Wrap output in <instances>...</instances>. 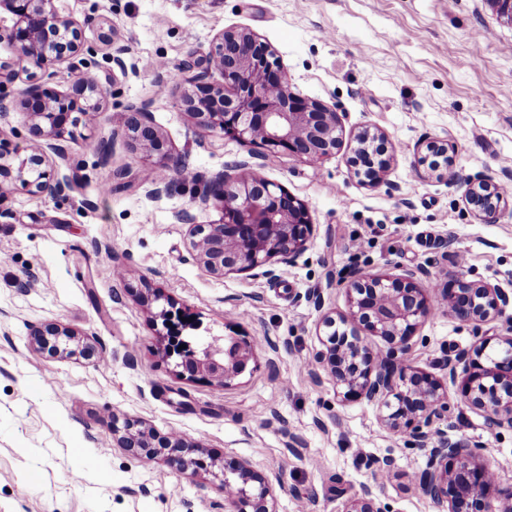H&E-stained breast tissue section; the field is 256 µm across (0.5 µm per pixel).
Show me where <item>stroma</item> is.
<instances>
[{"instance_id":"stroma-1","label":"stroma","mask_w":512,"mask_h":512,"mask_svg":"<svg viewBox=\"0 0 512 512\" xmlns=\"http://www.w3.org/2000/svg\"><path fill=\"white\" fill-rule=\"evenodd\" d=\"M74 19L86 68L59 62L39 71L40 90L64 94L78 77L103 90L101 111L45 141L43 157L76 177L64 196L17 190L0 203V512H224L208 473L189 478L159 459L114 445L112 418L146 423L157 436L200 444L220 464L245 460L261 473L273 512H342L363 486L391 512H440L414 485L426 450L382 422L386 408L346 395L328 372L313 376L324 317L348 316L355 273L402 275L435 308L413 333L408 364L441 381L451 407L438 424L449 438L479 443L491 469L494 508L512 498V429L484 426L442 364L480 341L498 347L512 304L481 335L438 306L454 276L446 250L465 256L468 279L512 296V24L488 0H55ZM247 27L274 49L294 93L336 108L342 143L308 161L214 134L199 137L180 106L190 89L183 63L215 36ZM123 46L125 68L112 61ZM0 58L20 76L0 86V159L31 153L19 94L24 61L7 43ZM146 104L172 153L209 178L249 158L307 207L312 233L292 262L271 261L217 278L189 249L187 210L216 224V203L198 186L154 199L153 167L122 130L127 106ZM380 133L388 167L368 182L353 163L354 137ZM454 148L456 187L423 158L429 143ZM103 145L104 153L87 150ZM487 174L506 187L496 222L466 208L464 183ZM126 277H116L117 269ZM28 287H20V280ZM158 291L196 323L195 335L254 340L249 371L218 387L180 377L162 358ZM60 321L102 349L106 366L30 346L33 328ZM394 460L376 471L374 458Z\"/></svg>"}]
</instances>
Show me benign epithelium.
<instances>
[{
    "label": "benign epithelium",
    "instance_id": "1",
    "mask_svg": "<svg viewBox=\"0 0 512 512\" xmlns=\"http://www.w3.org/2000/svg\"><path fill=\"white\" fill-rule=\"evenodd\" d=\"M16 17L7 27L0 19V38L6 37L20 57L35 69L43 70L62 59L45 50L49 38H67L69 59L81 54V32L73 20L62 16L54 0H0ZM195 71L193 90L181 99L184 111L193 119L203 137L219 133L245 145H256L270 153L286 152L300 158L318 160L331 154L341 143L339 113L319 101L297 96L286 74L279 68L270 45L246 27L224 30L210 50L183 63ZM219 75L221 81L213 80ZM103 92L90 80H79L67 94L43 95L35 86L24 90L21 103L31 106L25 113L33 154L18 166L0 162V199L21 188L31 193L60 194L72 188L69 176L43 167V141L63 135L72 114L100 111ZM124 134L133 148L146 156L161 158L155 170L161 175L147 181V194L160 198L176 189L168 173L188 170L186 162L172 154L153 124L145 105L130 106L123 122ZM368 137H359V155L369 177L381 162L369 152ZM429 169L438 178L456 184L451 174L453 146L447 141L427 145ZM250 172L232 179L224 171L216 173L198 194L199 203H219L224 212L219 224H195L188 212L176 215L190 224V251L206 271L216 277L251 270L272 259L291 260L306 247L310 216L306 207L287 191L261 175L262 164H236ZM503 201V188L487 175L466 181L464 202L478 219L496 221ZM423 269H408L402 277L358 275L347 288L350 317L356 326L342 332L336 320L327 317L324 327L332 329L322 341L324 349L314 356L317 365H330L336 384L369 402L397 408L384 417L386 426L409 437L415 448L428 449L427 462L416 476L420 492L446 512H481L493 473L476 463L480 445L462 439L451 440L435 429L448 418V398L439 382L410 370L407 365L413 329L431 314L433 305L413 279ZM454 317L480 335L482 325L501 313L509 297L501 288L484 280L457 277L455 287L442 294ZM165 329L161 353L174 360L179 375L187 380L205 378L222 387L242 375L254 358V345L239 336H224L207 344L192 345L182 339L176 312L159 313ZM383 338L385 351L376 352L360 336L358 327ZM32 348L56 356L81 358L99 363L104 353L62 323H52L31 332ZM502 348L486 351L480 342L474 355L488 362H467L469 351L460 350L443 362L448 380L463 373L470 405L480 412L487 429L512 428V336L501 340ZM185 348H180V345ZM116 446L147 459H162L171 467L194 474L203 449L181 436L158 437L151 430L134 429V423L118 424L112 419ZM224 512H272L268 488L261 474L240 462L224 476ZM342 512H388L378 502L371 487L349 500Z\"/></svg>",
    "mask_w": 512,
    "mask_h": 512
}]
</instances>
